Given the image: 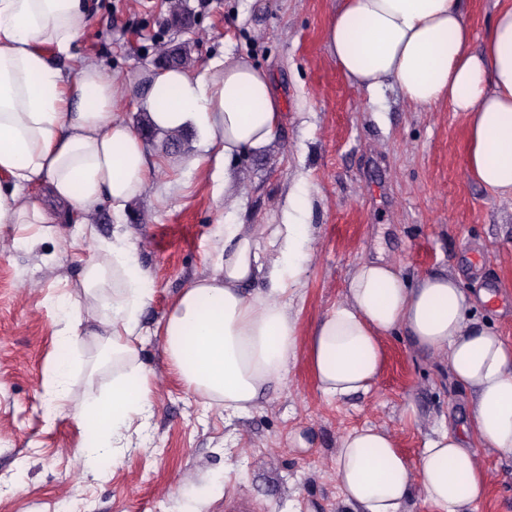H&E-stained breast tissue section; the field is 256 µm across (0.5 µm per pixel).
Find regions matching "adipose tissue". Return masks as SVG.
Instances as JSON below:
<instances>
[{
    "instance_id": "ef3b65f1",
    "label": "adipose tissue",
    "mask_w": 512,
    "mask_h": 512,
    "mask_svg": "<svg viewBox=\"0 0 512 512\" xmlns=\"http://www.w3.org/2000/svg\"><path fill=\"white\" fill-rule=\"evenodd\" d=\"M481 49L461 0H342L325 39L332 60L370 93L387 82L418 107L447 104L467 116L471 176L512 196V0H499ZM87 25L86 0H0V231L54 224L60 214L89 215L108 201L114 215L152 180L145 142L115 110L116 90L97 62L72 71L68 53ZM146 121L158 132L196 134L203 155L194 168H226L275 144L282 103L269 73L224 56L208 65L154 70L144 86ZM310 227L302 198L289 195L276 224H228L212 272L184 288L161 327L171 366L188 388L225 417L256 407L297 357L292 289L303 272ZM108 263L87 257L84 303L111 288L104 322L112 357L129 359L137 313L149 299V276L129 236L114 235ZM264 281L252 290L255 281ZM469 297L453 275L427 274L408 285L394 263L357 265L343 299L316 325L308 354L319 391L339 401L369 392L383 365L382 336L403 332L412 347L434 353L470 394L460 426L426 434L416 461L393 434L374 427L339 441L336 484L349 512H408L413 499L438 512H474L488 476L478 447L512 455V342L476 326ZM153 415L147 375L135 369L112 381L103 401L80 418L91 440L79 453L87 469L96 451L114 446L132 423Z\"/></svg>"
}]
</instances>
